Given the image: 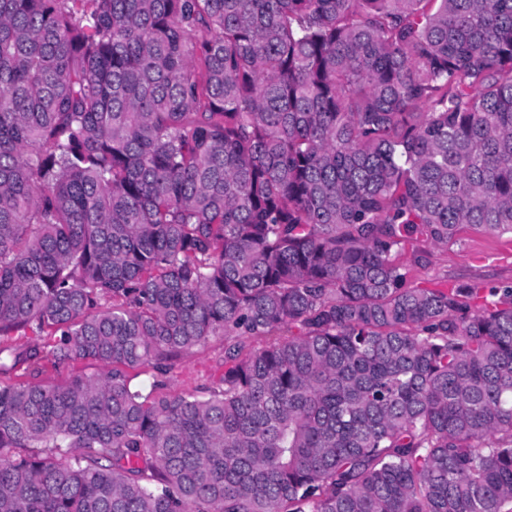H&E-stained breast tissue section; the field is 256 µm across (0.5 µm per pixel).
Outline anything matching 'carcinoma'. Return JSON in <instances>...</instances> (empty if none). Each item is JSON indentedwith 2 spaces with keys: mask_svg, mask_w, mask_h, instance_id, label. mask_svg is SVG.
Returning a JSON list of instances; mask_svg holds the SVG:
<instances>
[{
  "mask_svg": "<svg viewBox=\"0 0 512 512\" xmlns=\"http://www.w3.org/2000/svg\"><path fill=\"white\" fill-rule=\"evenodd\" d=\"M466 229L512 0H0V512H512V285L411 283ZM170 363L173 388L178 392L192 391L222 373L224 337H213L203 347L182 354Z\"/></svg>",
  "mask_w": 512,
  "mask_h": 512,
  "instance_id": "1",
  "label": "carcinoma"
}]
</instances>
